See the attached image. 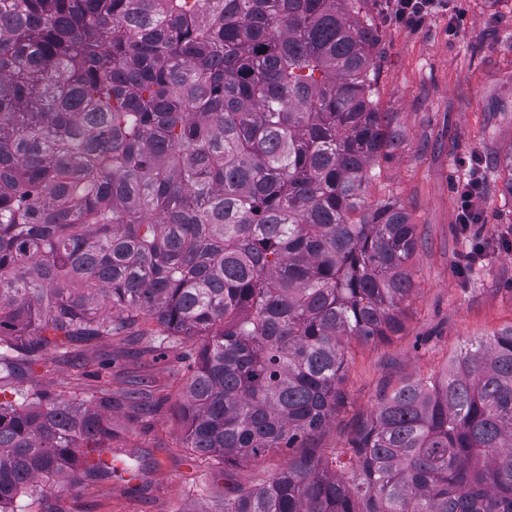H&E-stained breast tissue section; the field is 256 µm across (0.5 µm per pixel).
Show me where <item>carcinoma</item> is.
I'll return each instance as SVG.
<instances>
[{
  "mask_svg": "<svg viewBox=\"0 0 512 512\" xmlns=\"http://www.w3.org/2000/svg\"><path fill=\"white\" fill-rule=\"evenodd\" d=\"M378 42L355 0H0V374L151 320L201 340L184 447H304L413 287L417 226L365 200ZM110 414L0 389V512L112 474ZM222 512H512V327Z\"/></svg>",
  "mask_w": 512,
  "mask_h": 512,
  "instance_id": "cac0c4a2",
  "label": "carcinoma"
}]
</instances>
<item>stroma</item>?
<instances>
[{"label": "stroma", "mask_w": 512, "mask_h": 512, "mask_svg": "<svg viewBox=\"0 0 512 512\" xmlns=\"http://www.w3.org/2000/svg\"><path fill=\"white\" fill-rule=\"evenodd\" d=\"M453 16L406 28L385 0H358L379 28L374 99L391 113L399 146L379 159L368 203H397L418 226L413 292L389 340L352 343L347 401L308 442L339 448L381 399L406 379L438 372L467 339L512 326V195L500 160L512 150V0H452ZM483 177L482 219L457 222L458 189L471 168ZM199 340L150 349L147 338L103 339L72 355L48 354L18 387L90 399L112 393V473L62 483L25 512H220L224 484L259 483L287 452L224 466L182 446L176 409Z\"/></svg>", "instance_id": "stroma-1"}]
</instances>
